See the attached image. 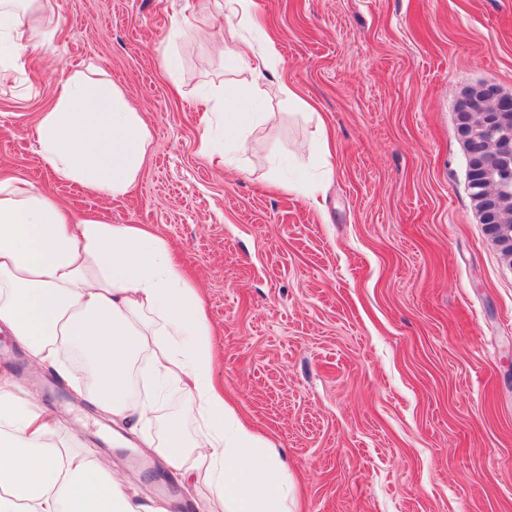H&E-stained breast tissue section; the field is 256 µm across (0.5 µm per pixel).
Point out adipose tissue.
<instances>
[{"label": "adipose tissue", "mask_w": 512, "mask_h": 512, "mask_svg": "<svg viewBox=\"0 0 512 512\" xmlns=\"http://www.w3.org/2000/svg\"><path fill=\"white\" fill-rule=\"evenodd\" d=\"M46 0H0V46L20 58L49 37ZM252 82L227 98L224 135L243 144L249 108L271 92L296 99L266 74L272 47L237 48ZM151 130L122 88L73 71L36 125L37 151L59 181L112 199L134 188L147 160ZM0 328L37 363L60 365L80 352L90 373L87 395L98 411L138 435L167 388L180 389L189 413L207 420L189 444L181 419L168 422L150 452L185 484L204 479L224 512H292L293 485L270 444L240 417L213 377L211 327L198 288L170 243L139 224H114L63 206L24 177L0 180ZM154 391L132 399L139 358ZM60 429L32 400L0 379V512H166L138 504L125 478L85 448L53 442Z\"/></svg>", "instance_id": "adipose-tissue-1"}]
</instances>
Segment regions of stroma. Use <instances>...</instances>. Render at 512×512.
Listing matches in <instances>:
<instances>
[{
  "instance_id": "obj_1",
  "label": "stroma",
  "mask_w": 512,
  "mask_h": 512,
  "mask_svg": "<svg viewBox=\"0 0 512 512\" xmlns=\"http://www.w3.org/2000/svg\"><path fill=\"white\" fill-rule=\"evenodd\" d=\"M211 0H50L44 45L0 86V173L79 212L145 224L203 292L216 373L294 481L298 512H512V266L485 233L455 133L465 86L512 94V0H253L247 35L273 41L268 123L224 166V128L198 105L252 75L213 49ZM171 69H164V57ZM104 74L150 125L133 192L58 181L36 151L41 114L75 69ZM315 114L303 113V103ZM333 143L328 160L320 134ZM329 166L322 209L285 182ZM13 392L110 457L141 502L163 463L85 393L14 344ZM157 403L149 434L183 417Z\"/></svg>"
}]
</instances>
